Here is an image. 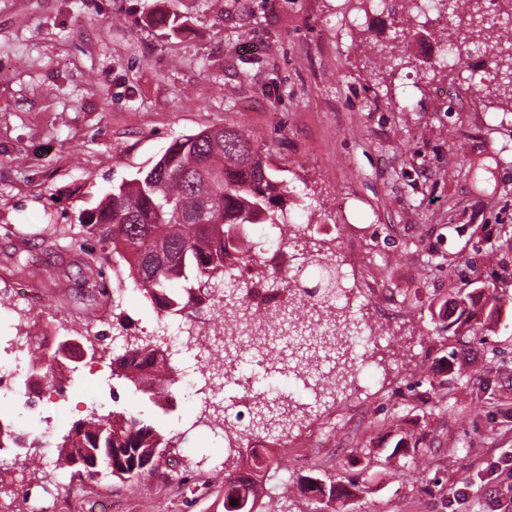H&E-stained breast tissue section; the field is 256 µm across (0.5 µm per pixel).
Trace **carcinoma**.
<instances>
[{
	"label": "carcinoma",
	"mask_w": 512,
	"mask_h": 512,
	"mask_svg": "<svg viewBox=\"0 0 512 512\" xmlns=\"http://www.w3.org/2000/svg\"><path fill=\"white\" fill-rule=\"evenodd\" d=\"M486 2L454 0L451 20L437 25L434 34L448 45L454 69L460 73L471 48L483 51L494 75L488 84L474 83L477 93L512 95V24L488 15ZM371 50L391 74L406 64L394 45L375 42ZM281 172L238 124L207 127L175 139L147 171L112 186L92 211L80 214L85 235L71 239L70 247L83 254L87 268L96 273L90 287L107 289L104 268L110 260L144 303L167 317L181 315L209 300L212 282L225 276L231 266L259 264L248 243V231L255 224L285 223L292 198ZM199 211L209 223H198ZM90 240L99 249L88 248ZM151 256L169 258L171 263L154 265L148 261ZM454 304L448 323L438 331L459 343L493 331L502 298L494 283L483 282L458 291ZM336 323L343 333L345 354L336 375L323 377L313 366L305 370L314 377L312 388L319 399L337 398L356 378L361 336L351 326L360 327L363 321L348 308L338 307ZM128 348L130 358L111 356L112 377L125 380L154 403L157 388L139 370L164 361L160 349L147 337L134 339ZM169 446L160 426L121 409L105 417L92 411L85 420L73 423L57 452L61 469L69 471L72 480L94 478L83 461L96 456L112 477L140 481L161 461L160 450ZM252 457L248 469L224 471L225 512H260V473L279 468V463L255 451ZM300 487L308 495L310 512H324L334 502L346 503L347 488L334 475L308 476Z\"/></svg>",
	"instance_id": "carcinoma-1"
}]
</instances>
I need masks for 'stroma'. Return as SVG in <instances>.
Segmentation results:
<instances>
[{
    "label": "stroma",
    "instance_id": "35a3bbf8",
    "mask_svg": "<svg viewBox=\"0 0 512 512\" xmlns=\"http://www.w3.org/2000/svg\"><path fill=\"white\" fill-rule=\"evenodd\" d=\"M340 0H0V332L161 339L129 283L93 275L70 250L81 212L131 179L178 137L243 126L286 169L295 221L333 225L325 246L361 255L363 277L384 281L400 314L358 301L357 317L391 334L347 395L315 400L291 361L256 367L254 391L272 387L303 404L288 435L247 430L213 437L203 395L161 410L116 384L109 361L52 409V445L89 411L124 408L158 423L179 450L144 480L69 481L45 469L16 476L0 462V512L20 484L32 506L88 512L98 497L120 512H224L221 469L263 445L283 472L267 473L264 512H308L298 483L310 470L361 473L366 512H512V477L488 465L512 454V102L483 98L457 73L432 75L442 44L398 30L401 0L362 20ZM395 41L409 61L382 74L368 43ZM496 282L494 333L465 352V373L444 411L424 400L442 379L449 341L432 313L465 280ZM37 315L12 312L28 287ZM336 409L335 459L309 438ZM428 448L431 470L385 463L400 436ZM382 463L363 470L357 447Z\"/></svg>",
    "mask_w": 512,
    "mask_h": 512
}]
</instances>
